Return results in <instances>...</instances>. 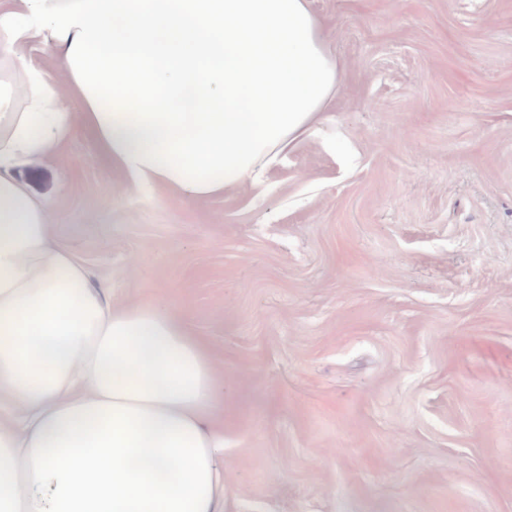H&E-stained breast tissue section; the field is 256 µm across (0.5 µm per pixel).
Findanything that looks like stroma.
Masks as SVG:
<instances>
[{
	"instance_id": "stroma-1",
	"label": "stroma",
	"mask_w": 512,
	"mask_h": 512,
	"mask_svg": "<svg viewBox=\"0 0 512 512\" xmlns=\"http://www.w3.org/2000/svg\"><path fill=\"white\" fill-rule=\"evenodd\" d=\"M343 69L262 186L182 208L85 136L20 177L113 304L189 309L224 512H512V0H312Z\"/></svg>"
}]
</instances>
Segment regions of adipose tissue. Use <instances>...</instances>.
Segmentation results:
<instances>
[{
	"label": "adipose tissue",
	"mask_w": 512,
	"mask_h": 512,
	"mask_svg": "<svg viewBox=\"0 0 512 512\" xmlns=\"http://www.w3.org/2000/svg\"><path fill=\"white\" fill-rule=\"evenodd\" d=\"M0 63L25 77L0 76V512H224L207 345L166 297L113 305L18 169L79 132L188 203L258 183L340 82L324 26L310 0H0Z\"/></svg>",
	"instance_id": "adipose-tissue-1"
}]
</instances>
